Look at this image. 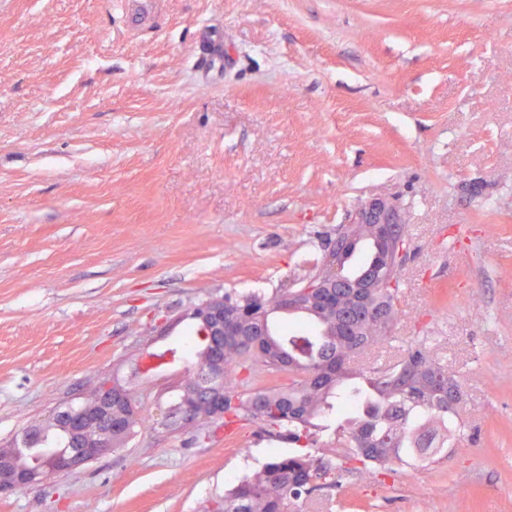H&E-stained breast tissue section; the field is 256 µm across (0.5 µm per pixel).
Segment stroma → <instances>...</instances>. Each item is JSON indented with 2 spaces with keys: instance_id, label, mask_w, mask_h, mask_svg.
I'll use <instances>...</instances> for the list:
<instances>
[{
  "instance_id": "stroma-1",
  "label": "stroma",
  "mask_w": 512,
  "mask_h": 512,
  "mask_svg": "<svg viewBox=\"0 0 512 512\" xmlns=\"http://www.w3.org/2000/svg\"><path fill=\"white\" fill-rule=\"evenodd\" d=\"M0 0V443L183 347L196 305L301 282L357 208L403 209L401 311L459 381L447 458L296 512H512V0ZM223 51L203 70L198 54ZM192 365L144 378L125 448L0 512H210L258 424L160 425ZM152 0H119L116 6L121 13L125 14L131 28L140 27L150 13Z\"/></svg>"
}]
</instances>
